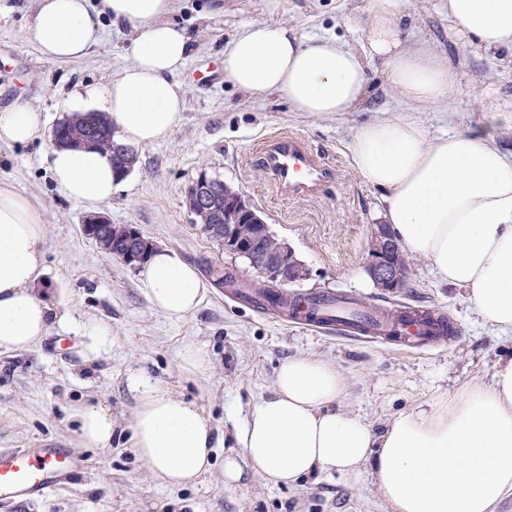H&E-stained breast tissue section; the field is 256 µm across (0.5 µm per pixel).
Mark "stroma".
<instances>
[{
  "mask_svg": "<svg viewBox=\"0 0 512 512\" xmlns=\"http://www.w3.org/2000/svg\"><path fill=\"white\" fill-rule=\"evenodd\" d=\"M363 0H175V21L192 40L193 52L177 79L185 109L166 141L136 146L137 163L100 205L115 224H131L158 246L179 251L193 267L210 263L255 279L247 262L223 252L204 234L185 205L199 174L242 190L276 238L303 264L305 277L292 294H347L378 306L406 305L445 313L455 328L447 344L420 351L296 324L238 302L214 287L200 309L175 322L149 304L139 273L99 249L80 231L83 207L66 200L45 162L43 140L21 149L0 148V183L34 198L47 229V258L38 294L65 296L71 312L109 325L106 336H78L51 325L35 348L0 353V451L60 448L79 456L83 468L68 484L0 512H388L367 477L320 475L295 487H274L258 478L231 490L224 486V456L237 448V431L250 410L271 395L284 360L311 355L334 365L349 388L342 405L375 428L445 390L479 379L490 381L500 357L512 352V333L483 322L456 287L441 283L431 267L414 259L404 288H377L367 270L369 228L384 220L380 193L357 172L351 143L357 127L377 117L406 112L429 136L470 129L490 135L512 153V126L501 118L512 109V68L455 36L446 0H407L416 38L434 45L460 75L444 109L405 101L373 64L372 89L357 110L319 118L290 111L275 94L254 98L227 86L217 73L224 43L245 23H283L306 37L359 42L354 19ZM35 0H0V109L24 99L46 116L48 128L65 119L60 103L77 85L104 82L125 66L126 27L105 25L90 56L48 63L30 31ZM492 93L481 102L477 90ZM277 133L299 137L330 171L309 196L282 195L261 162L264 141ZM196 342L210 365L190 380L178 351ZM146 371L174 394L196 402L224 436L213 467L195 484L163 487L137 457L131 419L137 395L131 374ZM101 403L112 412V443L82 444L72 410Z\"/></svg>",
  "mask_w": 512,
  "mask_h": 512,
  "instance_id": "35a3bbf8",
  "label": "stroma"
}]
</instances>
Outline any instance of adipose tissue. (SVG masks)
<instances>
[{
  "label": "adipose tissue",
  "mask_w": 512,
  "mask_h": 512,
  "mask_svg": "<svg viewBox=\"0 0 512 512\" xmlns=\"http://www.w3.org/2000/svg\"><path fill=\"white\" fill-rule=\"evenodd\" d=\"M175 0H37L31 31L42 60L87 57L105 22L132 30L128 63L104 84H87L69 102L73 119L106 113L122 143L167 140L185 108L175 76L192 53L173 21ZM405 0H366L353 46L304 38L285 24L247 23L224 45V81L253 97L278 94L290 111L328 116L353 111L369 94V66L386 65L389 83L407 101L441 105L459 76L405 25ZM460 38L482 51L512 54V0H448ZM46 121L25 101L0 110V146L24 148L43 139ZM355 168L379 190L386 224L411 255L444 283L464 292L486 323L512 331V157L475 131L429 137L419 121L376 119L351 144ZM46 161L61 194L93 209L112 198L119 179L110 152L51 148ZM41 208L0 186V352L26 351L47 335L52 319L75 333L105 334L91 318L75 319L65 298L35 295L46 260ZM152 307L179 321L196 311L208 286L180 253L157 249L140 273ZM131 384L138 404L133 447L152 477L168 486L198 481L211 468L218 435L197 403L171 394L148 375ZM346 379L332 363L294 356L276 373L271 396L250 411L224 457V485L258 477L293 486L320 474L367 475L390 512H497L512 496V357L497 362L491 383L440 392L394 414L383 430L340 402ZM85 447L112 442L103 405L74 411Z\"/></svg>",
  "instance_id": "adipose-tissue-1"
}]
</instances>
